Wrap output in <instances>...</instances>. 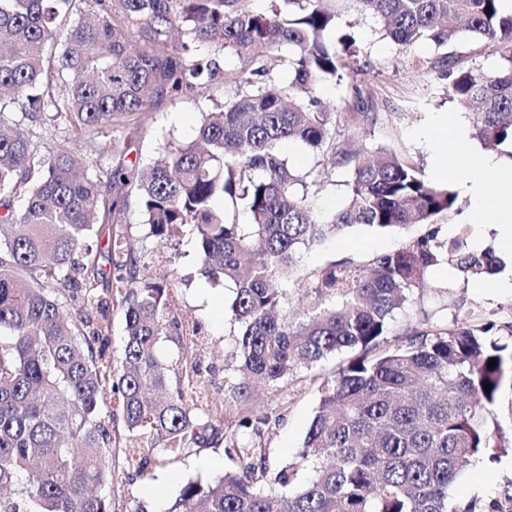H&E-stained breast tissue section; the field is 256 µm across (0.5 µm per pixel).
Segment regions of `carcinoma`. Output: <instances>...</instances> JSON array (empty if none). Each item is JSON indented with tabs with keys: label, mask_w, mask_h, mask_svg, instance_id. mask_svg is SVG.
<instances>
[{
	"label": "carcinoma",
	"mask_w": 512,
	"mask_h": 512,
	"mask_svg": "<svg viewBox=\"0 0 512 512\" xmlns=\"http://www.w3.org/2000/svg\"><path fill=\"white\" fill-rule=\"evenodd\" d=\"M246 2L0 0V512H116L114 479L134 483L165 464L162 452L221 444L234 468L187 481L168 512H501L497 501L456 499L454 487L470 459L506 447L497 409L512 390V345L491 338L493 326L466 321L427 319L392 335L394 312L433 289V267L479 278L496 272L494 261L440 236L439 221L459 212L451 182L427 181L386 148L336 144L331 127L351 113L326 111L318 89L343 78L358 54L351 35H334L346 5L272 0L256 11ZM349 2L401 50H444L435 68L457 107L474 111V137L512 147V12L502 0ZM462 30L503 63L456 69L449 48ZM284 47L286 84L256 54ZM214 52L237 56L240 67L220 69ZM227 83L236 94L205 113L193 140L164 147L147 172L124 161L117 133L131 116ZM7 112L20 119L4 122ZM47 123L63 135L42 153L34 128ZM285 141L349 171L333 215L320 218L307 202L324 170H290ZM94 142L115 164L76 160ZM131 197L144 238L165 247L191 228L202 274L231 291L229 420L192 395L201 326L173 314L177 285L159 269L171 258L127 240ZM240 205L247 224L237 222ZM415 224L430 230L366 265L332 261L309 272L305 287L320 305L288 314L301 249L356 225ZM114 304L125 321L118 365L109 351ZM162 339L177 355H156ZM343 350L359 354L323 381L302 447L272 469L266 449L239 436L271 424L255 388L275 396L290 375Z\"/></svg>",
	"instance_id": "obj_1"
}]
</instances>
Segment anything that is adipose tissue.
I'll use <instances>...</instances> for the list:
<instances>
[{
	"instance_id": "ef3b65f1",
	"label": "adipose tissue",
	"mask_w": 512,
	"mask_h": 512,
	"mask_svg": "<svg viewBox=\"0 0 512 512\" xmlns=\"http://www.w3.org/2000/svg\"><path fill=\"white\" fill-rule=\"evenodd\" d=\"M435 153V170L440 177L460 180L469 196L475 223L495 225L505 251L512 252V165L497 158L478 157L475 147L466 145L465 129L456 117L444 116L425 133ZM451 150H444V143ZM494 182L496 196L486 193L487 182Z\"/></svg>"
}]
</instances>
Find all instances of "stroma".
<instances>
[{"label": "stroma", "mask_w": 512, "mask_h": 512, "mask_svg": "<svg viewBox=\"0 0 512 512\" xmlns=\"http://www.w3.org/2000/svg\"><path fill=\"white\" fill-rule=\"evenodd\" d=\"M336 32L354 36L361 53L352 58L343 80L321 88L319 96L324 106L330 112L342 107L355 83L365 88L374 103L371 121L354 120L336 128L337 143L355 149L392 150L410 159L426 179L435 180L433 151L422 133L438 114L457 111L448 95L447 81L432 66L438 56L435 47L423 43L412 52H402L399 46L382 38L371 17L355 10L343 16ZM212 109L208 97L189 94L166 100L153 111L135 114L123 132L128 161L141 169L150 166L159 158L164 143L192 140L202 116ZM348 178L347 171L338 168L323 176L319 186L309 188L308 202L316 215H331L343 204ZM440 227L441 237L461 240L466 249L498 258V271L476 279L444 264L434 267L431 279L446 288V296L440 298L429 291L414 294L404 310L397 312L395 332H405L426 319L451 325L466 320L474 325L493 323L494 335L508 339L512 336V288L502 287L501 282L512 277V266L501 261L503 247L496 231L488 224H471L465 210L452 222H441ZM425 231L422 224L398 232L359 225L320 246L302 250L299 269L306 273L335 260L365 263L407 245ZM171 254L179 280L174 308L181 318L202 324L208 336L205 355L215 366L210 397L223 400L224 359L233 347L235 332L224 315L229 292L202 275L192 236L182 237ZM346 360V355L341 354L315 370H298L282 392L262 397L265 410L277 418L258 440L259 446L266 449L271 466L287 462L301 448L319 401L321 382ZM226 464L223 449L207 448L153 470L129 487V496L147 502L151 512H166L187 480L209 482L223 473ZM455 493L461 500L475 495L496 500L502 502L505 512H512V503L507 500L512 494V452L494 461L485 456L472 459L459 478Z\"/></svg>", "instance_id": "obj_1"}]
</instances>
